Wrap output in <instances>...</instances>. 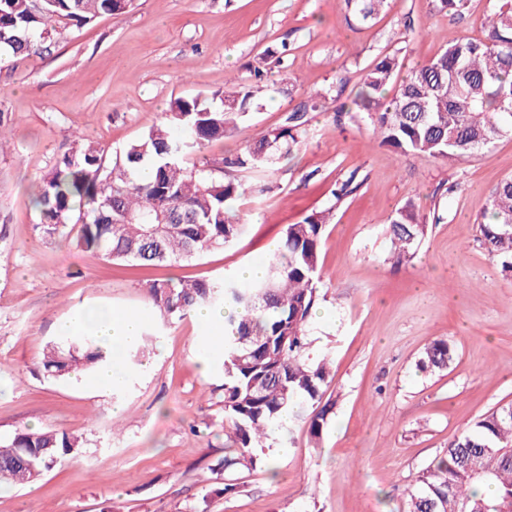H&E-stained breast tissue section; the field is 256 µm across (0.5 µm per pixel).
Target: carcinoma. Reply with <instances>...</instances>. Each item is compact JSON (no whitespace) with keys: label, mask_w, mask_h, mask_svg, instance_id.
<instances>
[{"label":"carcinoma","mask_w":512,"mask_h":512,"mask_svg":"<svg viewBox=\"0 0 512 512\" xmlns=\"http://www.w3.org/2000/svg\"><path fill=\"white\" fill-rule=\"evenodd\" d=\"M385 0H343L354 20H373ZM133 0H0V59L35 55L52 43L62 24L78 28L103 14H119ZM437 12L452 19L470 11L472 0H434ZM479 40L448 39L426 63L412 68L391 97L385 87L400 70L385 55L364 71L353 123L365 120L381 143L418 157L462 163L496 139L512 134V0H497ZM259 85L232 83L219 104L177 97L162 124L126 144L115 160L82 139L57 158L32 195L40 234L49 240L70 224L80 225L77 245L110 261L140 266L172 265L233 244L247 231L237 201L246 192L263 194L262 182L246 188L224 172H265L276 153L291 154L306 135L305 115L318 108L312 98L294 108L279 128L244 150L211 165H188V155L238 130L259 99ZM183 131L175 138L170 128ZM356 172L335 184L329 207L290 224L261 277L242 281L157 278L148 297L170 323L207 304L229 310L224 321V418L228 430L220 462L223 470L277 475L274 462L260 457L269 432L296 408L313 406L308 430L320 437L332 404L321 403L330 378L327 359L310 358L309 329L317 301L319 248L336 204L355 189ZM408 201L389 218L394 262L414 258L427 234ZM482 242L502 267L512 271V176L490 192L480 225ZM454 349L432 341L419 360L425 372L442 371ZM112 360L92 333L59 335L41 361L48 377L94 370ZM322 407H317V404ZM80 437L54 429L26 428L0 439V486L29 484L65 457L79 453ZM493 488L488 496L480 489ZM408 512H512V402L477 420L424 468L409 494Z\"/></svg>","instance_id":"carcinoma-1"}]
</instances>
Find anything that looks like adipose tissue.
<instances>
[{"label":"adipose tissue","instance_id":"adipose-tissue-1","mask_svg":"<svg viewBox=\"0 0 512 512\" xmlns=\"http://www.w3.org/2000/svg\"><path fill=\"white\" fill-rule=\"evenodd\" d=\"M60 331L74 336L93 331L108 348L118 351L136 345L140 339L143 321L140 316L107 307H92L81 315L59 323Z\"/></svg>","mask_w":512,"mask_h":512}]
</instances>
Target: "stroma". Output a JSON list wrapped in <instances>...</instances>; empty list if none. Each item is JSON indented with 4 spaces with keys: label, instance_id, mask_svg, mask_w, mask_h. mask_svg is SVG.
Masks as SVG:
<instances>
[{
    "label": "stroma",
    "instance_id": "stroma-1",
    "mask_svg": "<svg viewBox=\"0 0 512 512\" xmlns=\"http://www.w3.org/2000/svg\"><path fill=\"white\" fill-rule=\"evenodd\" d=\"M495 0H473L459 20L432 0H386L369 23L347 22L340 0H134L118 15L69 28L28 59L0 62V436L52 428L82 451L38 482L0 488V512H406L419 472L482 415L512 401V272L481 243L490 190L512 175V135L463 164L381 144L370 123L337 121L364 68L397 56L426 62L449 37L479 39ZM285 47L282 58L268 50ZM260 108L234 136L192 157L240 151L280 127L309 96L307 135L246 195L247 233L231 247L159 268L107 262L76 245L77 226L49 241L29 199L75 137L108 155L160 124L171 100L212 102L226 80L253 81ZM290 83H282V76ZM357 187L320 245L310 354L327 358L320 438L305 421L274 433L278 477L216 470L224 455L219 340L195 315L161 324L145 288L154 278L213 280L265 265L287 225L331 205L337 181ZM413 202L428 232L415 257L390 258L391 213ZM98 303L140 315L151 341L121 384L49 379L39 362L57 321ZM445 339L454 360L421 371L427 345ZM121 406L113 414V406ZM235 494L223 492L225 482Z\"/></svg>",
    "mask_w": 512,
    "mask_h": 512
}]
</instances>
